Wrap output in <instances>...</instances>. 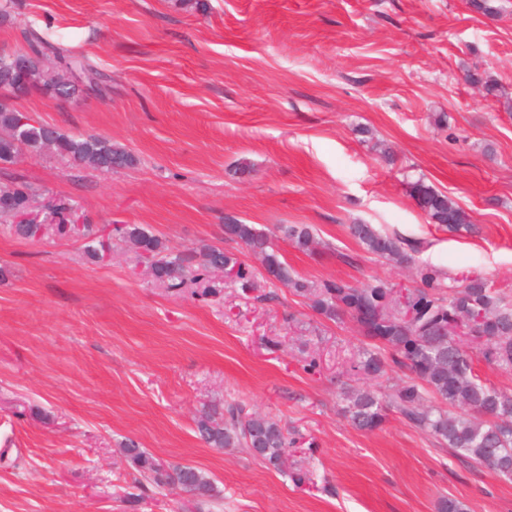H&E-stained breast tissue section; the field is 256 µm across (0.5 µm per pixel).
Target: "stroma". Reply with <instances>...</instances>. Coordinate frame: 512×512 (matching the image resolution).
Returning <instances> with one entry per match:
<instances>
[{
	"label": "stroma",
	"mask_w": 512,
	"mask_h": 512,
	"mask_svg": "<svg viewBox=\"0 0 512 512\" xmlns=\"http://www.w3.org/2000/svg\"><path fill=\"white\" fill-rule=\"evenodd\" d=\"M494 4L12 0L0 52L34 30L104 76L101 91L34 93L18 109L136 162L104 173L25 151L0 165V183L31 185L40 210L70 205L76 226L22 240L0 224V512H437L448 497L512 512V481L397 413L353 428L345 388L384 397L404 374L357 377L369 344L356 323L318 315L224 237L227 220L255 225L314 283L411 289L427 265L512 298V0ZM419 179L470 224H433L409 195ZM86 224L102 258L85 252ZM132 224L195 268L204 247L236 254L253 287L216 272L213 295L166 288L123 242ZM282 224L310 226L318 249L295 248ZM353 224L415 243L414 266L368 253ZM213 401L294 428L300 452L277 469L209 447L195 418ZM128 441L203 471L213 497L141 478L119 453Z\"/></svg>",
	"instance_id": "35a3bbf8"
}]
</instances>
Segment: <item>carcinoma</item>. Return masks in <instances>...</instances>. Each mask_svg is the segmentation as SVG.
<instances>
[{
  "instance_id": "obj_1",
  "label": "carcinoma",
  "mask_w": 512,
  "mask_h": 512,
  "mask_svg": "<svg viewBox=\"0 0 512 512\" xmlns=\"http://www.w3.org/2000/svg\"><path fill=\"white\" fill-rule=\"evenodd\" d=\"M27 41L29 62L22 69L15 66L9 54H0V164L13 163L24 150H49L63 159L105 172L132 166L134 156L110 140L68 135L55 125L35 124L17 110L15 101L33 91L56 100L61 95L70 98L84 89L95 90L103 83L98 71L65 55L36 31H29ZM50 56L56 64L48 68L44 60ZM410 196L433 223L450 231L469 223L466 213L452 199L422 180L410 184ZM36 197V190L29 185H0V220L10 224L18 238L33 237L32 225L18 222L17 217L33 206ZM280 232L297 248L312 250L315 240L311 228L283 225ZM350 234L379 258L400 265L414 262L402 238L372 224H352ZM123 241L135 253L151 259L157 281L169 289L184 286L186 258L166 253L158 236L131 225L125 228ZM232 241L261 256L268 278L308 298L317 314L330 320L348 316L364 337L382 345L383 352L368 350L355 365L365 376L380 377L389 365L410 373L386 400L367 388H346L343 411L352 426L372 431L393 409L460 457L501 478L512 479V395L482 381L472 358L453 335L454 329L463 325L487 365L512 368V300L492 291L480 276L461 280L451 277L445 285L442 272L428 268L419 270L422 286L408 290L403 303L393 296L392 287L379 279L361 288L337 280L312 286L292 275L269 237L254 225L234 224ZM226 266L237 268L243 286H250L242 264L219 247L203 253L195 281H204L209 273ZM445 286L446 295L441 292ZM438 402L448 409L436 406ZM196 429L200 439L212 448H258L261 459L275 467L284 464L297 448L295 434L280 421L248 412L239 403L202 410ZM123 453L136 471L158 486L177 482L195 498L211 497L215 492L210 479L195 467L165 466L132 443Z\"/></svg>"
}]
</instances>
